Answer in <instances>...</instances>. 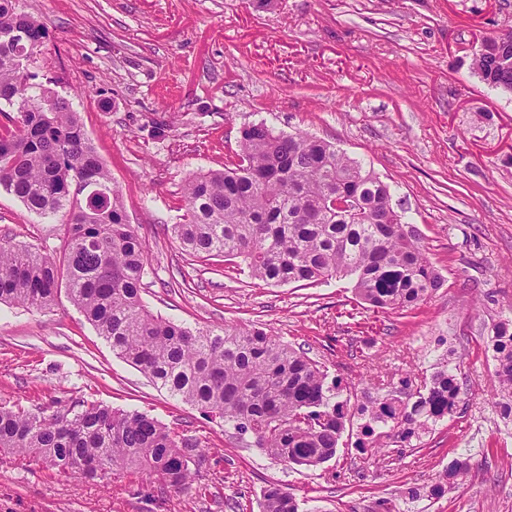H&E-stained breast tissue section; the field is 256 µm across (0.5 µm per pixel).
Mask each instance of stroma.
<instances>
[{
	"label": "stroma",
	"mask_w": 512,
	"mask_h": 512,
	"mask_svg": "<svg viewBox=\"0 0 512 512\" xmlns=\"http://www.w3.org/2000/svg\"><path fill=\"white\" fill-rule=\"evenodd\" d=\"M48 37L31 66L67 95L146 244L142 298L196 329L262 328L354 384L359 401L437 363L455 367L457 412L414 446L358 453L348 425L313 469L171 396L113 353L67 292L47 309L0 305V406L100 403L197 438L193 487L135 470L81 479L0 461V512H260L278 485L301 512H512V445L494 405L487 324L512 311V93L471 68L484 35L512 28V0H20ZM263 122L336 146L388 184L442 288L418 308L377 311L345 279L271 286L223 258L188 256L170 234L199 171L236 160ZM55 223L0 189V240L58 251ZM471 455L441 497L408 499Z\"/></svg>",
	"instance_id": "1"
}]
</instances>
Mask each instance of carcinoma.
Wrapping results in <instances>:
<instances>
[{"label": "carcinoma", "instance_id": "cac0c4a2", "mask_svg": "<svg viewBox=\"0 0 512 512\" xmlns=\"http://www.w3.org/2000/svg\"><path fill=\"white\" fill-rule=\"evenodd\" d=\"M0 0V32L18 29L22 45L0 38V114L19 117L0 130V188L31 212L60 217L63 242L55 255L0 243V304L37 309L61 288L119 357L171 395L218 417L236 434L254 436L268 455L303 467L332 459L346 424L359 415L365 451L371 436L410 442L456 412L458 384L444 364L423 390L389 394L350 407V388L319 362L259 328L192 330L154 316L141 296L145 243L129 224L112 177L83 130L70 99L21 70L15 58L35 57L48 36L40 18ZM471 68L487 84L512 92V31ZM88 185L104 196L92 201ZM350 208L336 209V196ZM182 222L171 234L188 255L245 263L250 276L271 285H313L349 277L364 303L407 311L444 279L426 256L422 238L392 203L389 186L331 143L307 134L276 133L264 123L241 131L238 160L222 171L194 175L185 188ZM499 383L497 405L512 417V316L488 327ZM389 432L384 433L382 429ZM197 441L139 411L96 403L52 415L0 407V456L25 455L84 479L100 465L133 468L180 492L192 488ZM470 458L445 473L466 476ZM262 512H299L277 485L262 494Z\"/></svg>", "mask_w": 512, "mask_h": 512}]
</instances>
